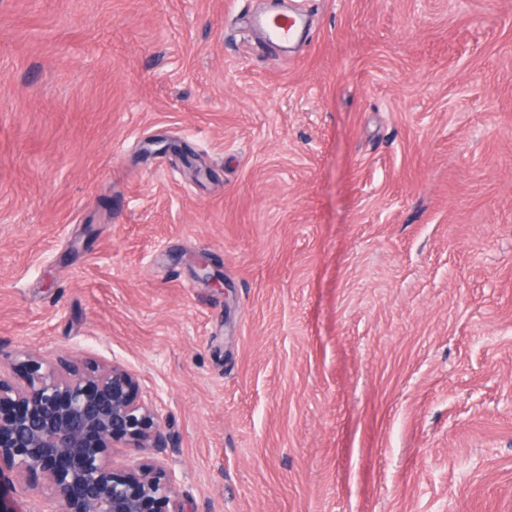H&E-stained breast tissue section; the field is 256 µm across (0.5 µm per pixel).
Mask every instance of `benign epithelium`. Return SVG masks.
<instances>
[{
	"instance_id": "benign-epithelium-1",
	"label": "benign epithelium",
	"mask_w": 512,
	"mask_h": 512,
	"mask_svg": "<svg viewBox=\"0 0 512 512\" xmlns=\"http://www.w3.org/2000/svg\"><path fill=\"white\" fill-rule=\"evenodd\" d=\"M15 356L27 378L16 384L0 370V477L46 488L49 512H189L175 471L154 459L168 437L136 374L115 360ZM119 448L137 456L117 464Z\"/></svg>"
}]
</instances>
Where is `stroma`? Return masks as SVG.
Here are the masks:
<instances>
[{
    "instance_id": "1",
    "label": "stroma",
    "mask_w": 512,
    "mask_h": 512,
    "mask_svg": "<svg viewBox=\"0 0 512 512\" xmlns=\"http://www.w3.org/2000/svg\"><path fill=\"white\" fill-rule=\"evenodd\" d=\"M21 350L135 372L192 512H512V0H0ZM282 17H259L257 25L265 32L268 39L278 45L289 43L299 32L302 14L286 11L278 14Z\"/></svg>"
}]
</instances>
